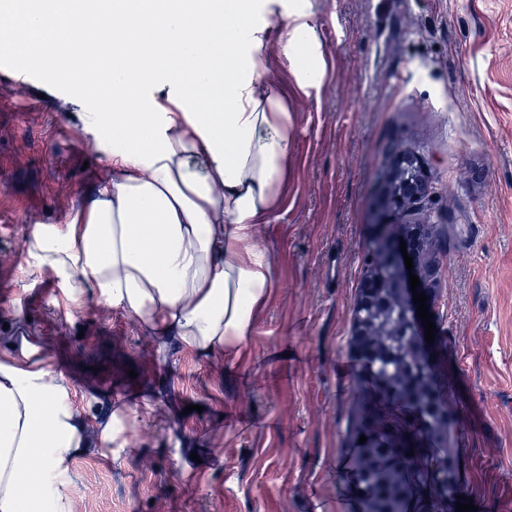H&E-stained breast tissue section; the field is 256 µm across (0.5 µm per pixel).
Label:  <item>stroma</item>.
<instances>
[{"instance_id":"1","label":"stroma","mask_w":512,"mask_h":512,"mask_svg":"<svg viewBox=\"0 0 512 512\" xmlns=\"http://www.w3.org/2000/svg\"><path fill=\"white\" fill-rule=\"evenodd\" d=\"M329 71L298 90L277 37L264 80L293 137L282 211L254 245L273 288L233 358L206 359L27 265L42 225L97 189L102 146L71 79L0 68V347L18 316L86 396L149 402L128 453L80 457L79 512H358L347 422L366 391L351 348L380 175L421 159L436 265L430 346L450 446L478 512H512V0H311Z\"/></svg>"}]
</instances>
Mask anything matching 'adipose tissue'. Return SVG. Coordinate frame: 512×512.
Listing matches in <instances>:
<instances>
[{
	"label": "adipose tissue",
	"instance_id": "adipose-tissue-1",
	"mask_svg": "<svg viewBox=\"0 0 512 512\" xmlns=\"http://www.w3.org/2000/svg\"><path fill=\"white\" fill-rule=\"evenodd\" d=\"M0 44L81 79L108 175L67 223L36 229L32 266L197 355L239 350L273 281L248 248L277 215L293 139L263 81L268 20L300 87L326 66L310 0H0ZM0 350V512H77L75 460L98 430L124 452L142 411L86 402L42 360Z\"/></svg>",
	"mask_w": 512,
	"mask_h": 512
}]
</instances>
